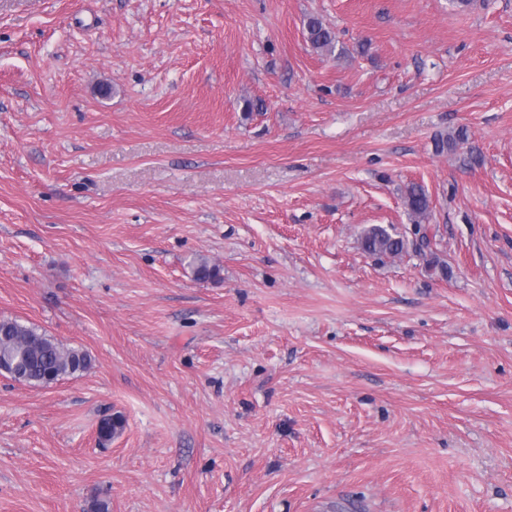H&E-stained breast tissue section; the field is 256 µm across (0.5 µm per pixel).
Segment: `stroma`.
<instances>
[{
  "label": "stroma",
  "mask_w": 512,
  "mask_h": 512,
  "mask_svg": "<svg viewBox=\"0 0 512 512\" xmlns=\"http://www.w3.org/2000/svg\"><path fill=\"white\" fill-rule=\"evenodd\" d=\"M0 319V512H512V0H0ZM304 27L307 42L314 50L327 54H332L336 50V34L321 18L315 15L308 16ZM468 142V134L464 128L448 134H439L434 137V150L437 154L455 153ZM400 192L404 208L413 224L415 234H418L432 216L430 195L422 185L415 182L405 184L400 189ZM392 232L374 225L367 229L361 240L365 252L380 257L395 258L403 255L408 249V239L391 226ZM21 370L15 381L31 385H47L63 377L86 371L90 355L79 349L66 348L53 337L16 319L0 320V366L10 371L11 365Z\"/></svg>",
  "instance_id": "obj_1"
}]
</instances>
